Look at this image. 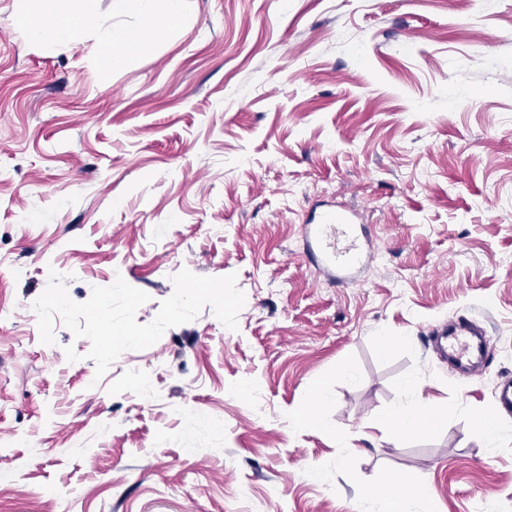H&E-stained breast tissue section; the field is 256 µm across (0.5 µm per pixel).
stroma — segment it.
Segmentation results:
<instances>
[{
	"mask_svg": "<svg viewBox=\"0 0 512 512\" xmlns=\"http://www.w3.org/2000/svg\"><path fill=\"white\" fill-rule=\"evenodd\" d=\"M90 7L47 50L0 0V512H377L392 471L432 512H512V438L471 430L512 380V0H184L177 39L111 72L106 33L139 20ZM327 202L380 250L357 283L304 254ZM184 268L236 275V329L204 307L100 379L63 323L41 343L50 271L78 303L123 278L147 324ZM462 315L492 338L469 379L434 343ZM410 380L448 427L382 442Z\"/></svg>",
	"mask_w": 512,
	"mask_h": 512,
	"instance_id": "1",
	"label": "stroma"
}]
</instances>
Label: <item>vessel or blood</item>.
<instances>
[{
	"instance_id": "obj_1",
	"label": "vessel or blood",
	"mask_w": 512,
	"mask_h": 512,
	"mask_svg": "<svg viewBox=\"0 0 512 512\" xmlns=\"http://www.w3.org/2000/svg\"><path fill=\"white\" fill-rule=\"evenodd\" d=\"M353 224L352 213L327 209L311 214L306 225L305 249L311 264L340 283L355 281L374 256L373 247L364 245L354 234ZM442 336L443 351L461 371L469 373L485 364L490 336L475 318L462 317L446 325Z\"/></svg>"
}]
</instances>
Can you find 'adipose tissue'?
<instances>
[{
    "mask_svg": "<svg viewBox=\"0 0 512 512\" xmlns=\"http://www.w3.org/2000/svg\"><path fill=\"white\" fill-rule=\"evenodd\" d=\"M119 10L137 15L144 24L142 33L116 28L106 40L103 52L112 69L126 67L134 54L149 37L161 34L169 38L180 33L183 0H116ZM31 10L38 22L25 26L26 35L43 47L77 43L81 31L94 21L89 11V0H32ZM382 438L398 444L426 433L437 432L448 426L441 413H425L414 403L390 409L381 419ZM365 499L382 500L386 512H421L431 492L422 482H412L403 475H390L363 490Z\"/></svg>",
    "mask_w": 512,
    "mask_h": 512,
    "instance_id": "obj_1",
    "label": "adipose tissue"
}]
</instances>
